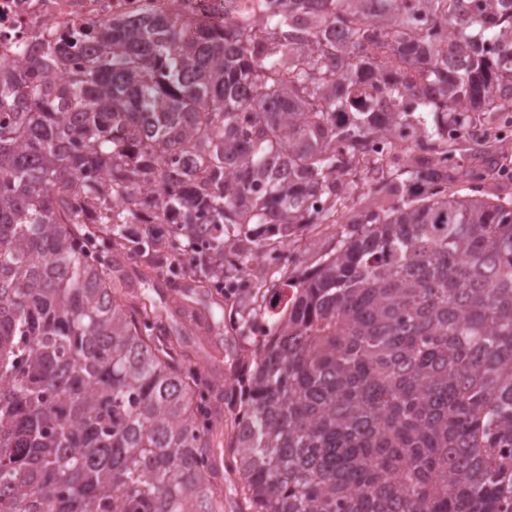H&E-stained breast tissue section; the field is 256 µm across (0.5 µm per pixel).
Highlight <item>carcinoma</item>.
I'll return each mask as SVG.
<instances>
[{
  "label": "carcinoma",
  "mask_w": 512,
  "mask_h": 512,
  "mask_svg": "<svg viewBox=\"0 0 512 512\" xmlns=\"http://www.w3.org/2000/svg\"><path fill=\"white\" fill-rule=\"evenodd\" d=\"M223 2L76 35L66 80L0 62V512H223L225 404L246 512H512V197L430 161L512 113V0ZM314 224L311 265L249 278ZM133 257L229 283L233 392Z\"/></svg>",
  "instance_id": "cac0c4a2"
}]
</instances>
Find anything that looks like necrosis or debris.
I'll return each instance as SVG.
<instances>
[{"label": "necrosis or debris", "instance_id": "4bbe7bcc", "mask_svg": "<svg viewBox=\"0 0 512 512\" xmlns=\"http://www.w3.org/2000/svg\"><path fill=\"white\" fill-rule=\"evenodd\" d=\"M193 0H0V56L54 55L62 63L58 77H66L76 60L68 34L93 30L115 18L163 16L174 8H188Z\"/></svg>", "mask_w": 512, "mask_h": 512}]
</instances>
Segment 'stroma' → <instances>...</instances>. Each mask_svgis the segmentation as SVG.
<instances>
[{"label": "stroma", "mask_w": 512, "mask_h": 512, "mask_svg": "<svg viewBox=\"0 0 512 512\" xmlns=\"http://www.w3.org/2000/svg\"><path fill=\"white\" fill-rule=\"evenodd\" d=\"M123 271L136 295L160 307L172 336L179 340L202 378L213 388L231 389L247 352L239 337L226 333L223 314L215 306L213 295L189 278L183 279L177 289L161 281H143L140 266L132 259L126 260Z\"/></svg>", "instance_id": "35a3bbf8"}]
</instances>
